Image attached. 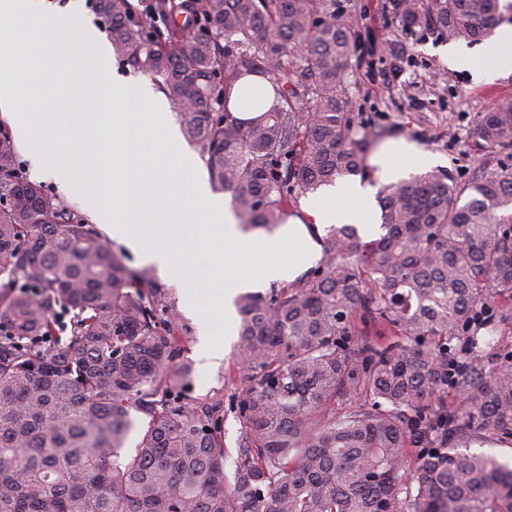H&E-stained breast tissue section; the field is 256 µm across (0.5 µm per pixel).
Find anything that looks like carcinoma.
<instances>
[{
    "instance_id": "obj_1",
    "label": "carcinoma",
    "mask_w": 512,
    "mask_h": 512,
    "mask_svg": "<svg viewBox=\"0 0 512 512\" xmlns=\"http://www.w3.org/2000/svg\"><path fill=\"white\" fill-rule=\"evenodd\" d=\"M121 61L157 82L245 229L369 175L384 130L356 122L355 46L336 0H96ZM410 31L479 41L500 0H392ZM251 74L277 105L227 110ZM479 152L512 147V104L481 114ZM380 233L327 227L291 284L238 295L244 436L227 477L224 400L191 404L183 338L149 270L24 176L0 122V512H512V169L382 187ZM73 315L59 336L54 310ZM463 404L448 407V391ZM147 419L136 447L121 454Z\"/></svg>"
}]
</instances>
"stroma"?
<instances>
[{"instance_id": "1", "label": "stroma", "mask_w": 512, "mask_h": 512, "mask_svg": "<svg viewBox=\"0 0 512 512\" xmlns=\"http://www.w3.org/2000/svg\"><path fill=\"white\" fill-rule=\"evenodd\" d=\"M338 8L356 46L348 88L356 119L417 142L439 157L438 171L458 183L491 169L512 168V147L485 155L470 147L477 116L512 102V66L500 68L491 80L476 82L470 72L448 67V42L438 31L402 30L389 12V0H339ZM153 278L184 333L181 358L193 368L187 387L190 402L220 395L225 406L237 404L246 387L227 382L244 368L236 335L225 337L223 358L200 359L198 325L182 310L180 288L161 273Z\"/></svg>"}]
</instances>
